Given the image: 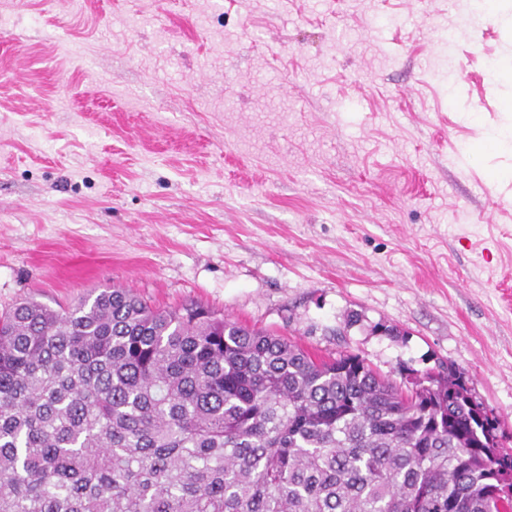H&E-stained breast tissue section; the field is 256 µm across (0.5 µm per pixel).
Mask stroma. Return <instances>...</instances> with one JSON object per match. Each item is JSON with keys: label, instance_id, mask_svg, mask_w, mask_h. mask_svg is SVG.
I'll return each mask as SVG.
<instances>
[{"label": "stroma", "instance_id": "35a3bbf8", "mask_svg": "<svg viewBox=\"0 0 512 512\" xmlns=\"http://www.w3.org/2000/svg\"><path fill=\"white\" fill-rule=\"evenodd\" d=\"M512 0H0V313L128 288L379 375L512 450Z\"/></svg>", "mask_w": 512, "mask_h": 512}]
</instances>
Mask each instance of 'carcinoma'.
<instances>
[{"mask_svg": "<svg viewBox=\"0 0 512 512\" xmlns=\"http://www.w3.org/2000/svg\"><path fill=\"white\" fill-rule=\"evenodd\" d=\"M404 390L127 288L0 316V512H512L451 368Z\"/></svg>", "mask_w": 512, "mask_h": 512, "instance_id": "cac0c4a2", "label": "carcinoma"}]
</instances>
